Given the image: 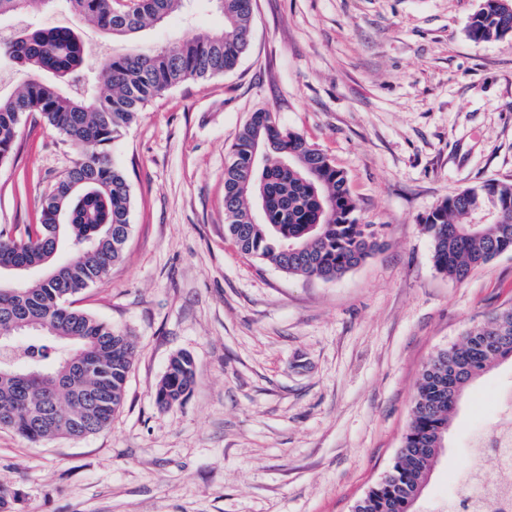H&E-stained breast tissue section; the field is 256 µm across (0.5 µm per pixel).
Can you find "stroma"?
I'll use <instances>...</instances> for the list:
<instances>
[{
  "instance_id": "35a3bbf8",
  "label": "stroma",
  "mask_w": 512,
  "mask_h": 512,
  "mask_svg": "<svg viewBox=\"0 0 512 512\" xmlns=\"http://www.w3.org/2000/svg\"><path fill=\"white\" fill-rule=\"evenodd\" d=\"M480 0H255L235 70L145 106L112 145L129 180L122 260L74 296L130 336L135 358L110 425L32 444L0 430L12 512H353L389 469L421 371L495 309L512 306V252L455 282L420 220L446 196L512 182V40L475 43ZM67 27L87 47L82 86L103 95V56L219 34L207 0L111 40L66 0L0 19V32ZM274 113L343 169L383 245L333 281L242 256L224 230V166L253 112ZM35 114L0 167V227L24 232L77 160ZM195 383L156 401L170 359ZM512 363L467 391L416 512H448L472 436L496 418Z\"/></svg>"
}]
</instances>
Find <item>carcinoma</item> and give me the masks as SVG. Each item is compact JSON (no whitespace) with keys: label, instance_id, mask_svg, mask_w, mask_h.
Masks as SVG:
<instances>
[{"label":"carcinoma","instance_id":"obj_1","mask_svg":"<svg viewBox=\"0 0 512 512\" xmlns=\"http://www.w3.org/2000/svg\"><path fill=\"white\" fill-rule=\"evenodd\" d=\"M47 0H0V17ZM72 10L114 39L165 20L186 0H68ZM224 33L200 34L162 48L114 54L101 64L110 93L64 91L56 79L78 76L87 53L69 29H36L0 40V56L33 72L14 95L0 96V164L16 148L26 113L81 149V157L41 203L39 224L25 235L0 228V270L39 266L53 273L27 284L0 282V336L24 323L0 349V429L31 443L82 438L107 427L119 410L134 361L129 337L65 301L102 281L123 257L130 234L131 192L111 159L112 143L144 106L188 81L233 70L252 36L254 0H213ZM476 43L512 39V0H481L467 25ZM265 146L266 165L253 161ZM263 203L265 218L255 216ZM225 230L239 251L290 275L332 281L362 264L381 246L376 224L361 222L345 172L300 134L282 128L269 111L252 113L224 167ZM436 270L461 282L478 266L512 251V182L489 180L443 199L422 220ZM93 239L92 252L60 247ZM512 360V306L472 325L462 340L437 351L424 366L412 418L391 468L354 512H415L445 450L452 416L467 390L504 359ZM35 364L27 377L15 369ZM195 382L193 360L171 359L156 400L181 403Z\"/></svg>","mask_w":512,"mask_h":512}]
</instances>
